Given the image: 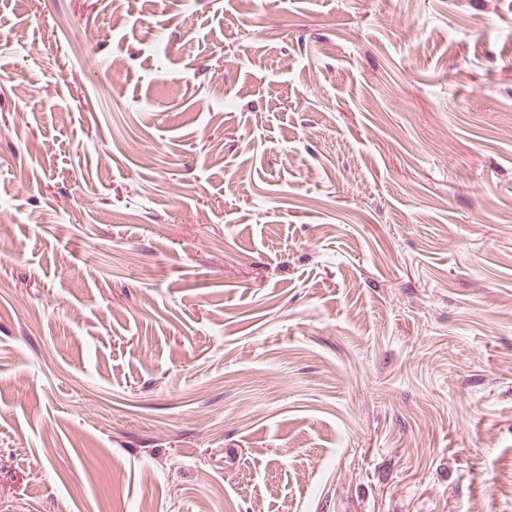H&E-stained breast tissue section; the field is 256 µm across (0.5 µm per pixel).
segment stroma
Listing matches in <instances>:
<instances>
[{
  "mask_svg": "<svg viewBox=\"0 0 512 512\" xmlns=\"http://www.w3.org/2000/svg\"><path fill=\"white\" fill-rule=\"evenodd\" d=\"M0 512H512V0H0Z\"/></svg>",
  "mask_w": 512,
  "mask_h": 512,
  "instance_id": "stroma-1",
  "label": "stroma"
}]
</instances>
